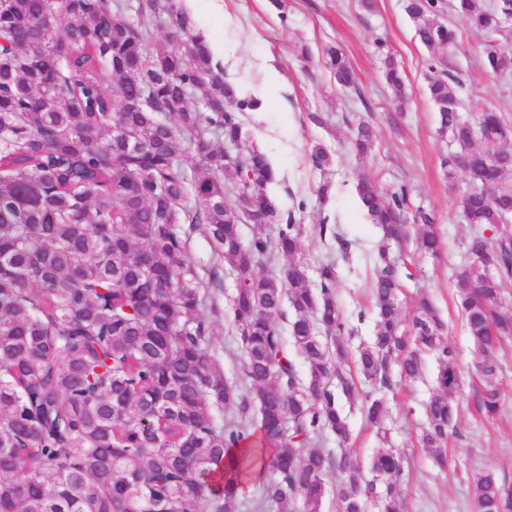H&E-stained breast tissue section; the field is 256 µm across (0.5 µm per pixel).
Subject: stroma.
Returning a JSON list of instances; mask_svg holds the SVG:
<instances>
[{
	"mask_svg": "<svg viewBox=\"0 0 512 512\" xmlns=\"http://www.w3.org/2000/svg\"><path fill=\"white\" fill-rule=\"evenodd\" d=\"M189 11L200 32L223 45L226 81L253 89L264 80L265 69L276 66L284 81L260 111L241 116L245 140L265 153L277 179L269 188L280 219L302 224L298 259L310 288L320 286L318 267L336 255V243L321 238L316 226L336 224L351 243L349 261H338L336 301L350 331L351 347L370 343L376 316L372 299L375 279L374 246L380 229L361 210L355 185L365 175L388 190L406 188L407 210L431 212L441 240L437 255L420 253L407 241L398 255L411 272L400 296L411 311L420 294H427L444 324V342L458 354L463 369L462 392L456 416L457 434L448 445V464L437 467L417 444L426 422L425 403L435 386L438 362L428 356L420 378L400 379L389 397L386 424L394 446L405 459L404 512H471V482L478 472L492 469L512 485V336L493 352L500 387V412L482 416L477 408L484 389L482 358L475 354L457 306L456 268L466 259V243L473 229L457 207L458 192L466 188L464 175L449 178L443 160L451 152L439 133V114L429 98L431 78L451 79L464 117L476 120L485 111L501 113L512 125V76L491 77L483 71L486 41L469 31L450 9V0H436L434 20L458 31L452 48L431 50L415 37L403 0H223L214 10L208 0H177ZM334 44L347 53L357 87L336 85L321 60L324 46ZM393 55L406 74L408 102L396 109L383 75L384 55ZM327 118L315 124L311 113ZM370 121L377 130L371 149L361 157L350 150V128ZM331 157L328 168L311 158L315 148ZM330 182L326 200L317 187ZM187 251L196 263L206 293L217 311L210 317V348L226 379L242 383L241 347L228 316L235 279L216 257L202 227L187 232Z\"/></svg>",
	"mask_w": 512,
	"mask_h": 512,
	"instance_id": "obj_1",
	"label": "stroma"
}]
</instances>
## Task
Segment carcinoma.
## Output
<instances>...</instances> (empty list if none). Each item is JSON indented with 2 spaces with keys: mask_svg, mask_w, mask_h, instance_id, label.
<instances>
[{
  "mask_svg": "<svg viewBox=\"0 0 512 512\" xmlns=\"http://www.w3.org/2000/svg\"><path fill=\"white\" fill-rule=\"evenodd\" d=\"M455 0L468 29L485 36L484 72H512V55L494 42L509 34L499 2ZM434 0H406L422 45L454 46L458 32L436 23ZM63 11L70 21H56ZM167 16L179 37L158 45ZM325 67L343 88L354 85L341 49H323ZM397 108L408 100L403 72L383 58ZM108 83L111 90L103 88ZM440 129L455 150L443 161L468 188L459 207L473 225L512 217V163L478 142L512 137L498 112L473 124L460 115L451 84H428ZM260 101L224 81L203 36L173 0H145L124 16L121 0H4L0 3V512H234L237 493L256 484L257 507L320 512L336 472L341 512H403V458L388 448L382 393L392 391L389 365L420 376L424 357L439 354L427 426L419 443L438 465L453 434L461 369L443 342L444 325L428 297L411 318L402 311V271L392 246L416 230L435 254L433 216L408 220L405 191L391 194L361 176L355 191L367 219L383 230L375 251L372 342L350 349L336 302V264L319 267L320 291L295 261L301 225L277 234L256 225L242 240L238 216L254 208L278 221L268 187L276 172L246 144L241 113ZM174 118V123L166 117ZM235 146L224 154L216 140ZM375 130L352 132L356 154ZM497 191L491 201L484 186ZM234 201H226L228 194ZM195 200L199 206L192 208ZM206 228L213 253L235 272L230 303L243 353L246 389L229 382L209 347L215 306L187 253L182 220ZM320 235L336 239L337 227ZM458 273L460 310L476 353L486 358L478 408H499L496 367L487 360L512 322L503 295L512 283V232L467 242ZM286 262L267 269L276 256ZM488 265L490 275L478 271ZM289 304V339L306 364L299 378L275 315ZM363 413L384 448L363 466L316 447L325 432L347 448L352 432L341 399L359 385ZM231 409L217 419L213 409ZM473 512H512V488L487 470L472 485Z\"/></svg>",
  "mask_w": 512,
  "mask_h": 512,
  "instance_id": "cac0c4a2",
  "label": "carcinoma"
}]
</instances>
